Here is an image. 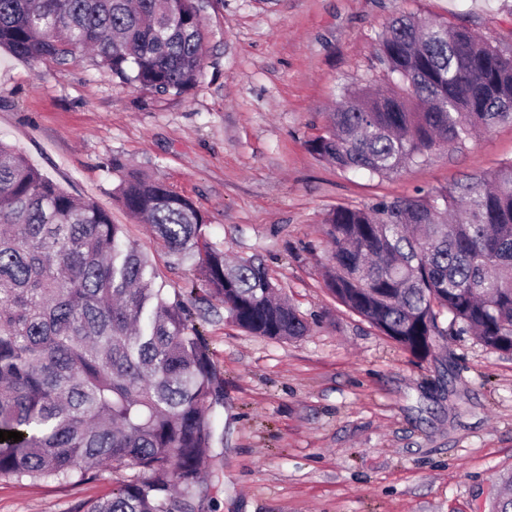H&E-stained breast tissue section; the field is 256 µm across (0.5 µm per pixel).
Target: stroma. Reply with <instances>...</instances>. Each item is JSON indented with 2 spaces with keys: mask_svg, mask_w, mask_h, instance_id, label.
I'll list each match as a JSON object with an SVG mask.
<instances>
[{
  "mask_svg": "<svg viewBox=\"0 0 512 512\" xmlns=\"http://www.w3.org/2000/svg\"><path fill=\"white\" fill-rule=\"evenodd\" d=\"M204 75L182 96L121 82L87 53L67 64L0 49V141L75 197L127 225L166 291L190 287L147 225L117 202L113 158L192 200L210 242L262 260L311 324L279 340L196 300L224 403V434L195 512H490L512 469V354L463 334L419 360L323 286L333 207L370 206L493 172L512 123L379 179L318 159L309 143L345 91L376 79L378 33L411 14L469 28L512 52V0H205ZM0 479V512H83L136 475Z\"/></svg>",
  "mask_w": 512,
  "mask_h": 512,
  "instance_id": "35a3bbf8",
  "label": "stroma"
}]
</instances>
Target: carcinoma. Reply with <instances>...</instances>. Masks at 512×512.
Wrapping results in <instances>:
<instances>
[{"label": "carcinoma", "instance_id": "1", "mask_svg": "<svg viewBox=\"0 0 512 512\" xmlns=\"http://www.w3.org/2000/svg\"><path fill=\"white\" fill-rule=\"evenodd\" d=\"M203 0H0V48L65 64L91 52L119 79L182 96L203 76ZM394 89L344 93L312 154L387 178L433 151L512 122V54L471 31L413 15L377 35ZM116 198L189 262L241 329L310 332L255 259L229 263L195 204L118 158ZM334 265L324 286L349 311L426 359L472 333L512 353V159L451 187L337 206L323 220ZM123 224L80 201L0 141V478L68 481L114 462L139 470L87 512H194L219 439L222 382L189 302L155 285Z\"/></svg>", "mask_w": 512, "mask_h": 512}]
</instances>
